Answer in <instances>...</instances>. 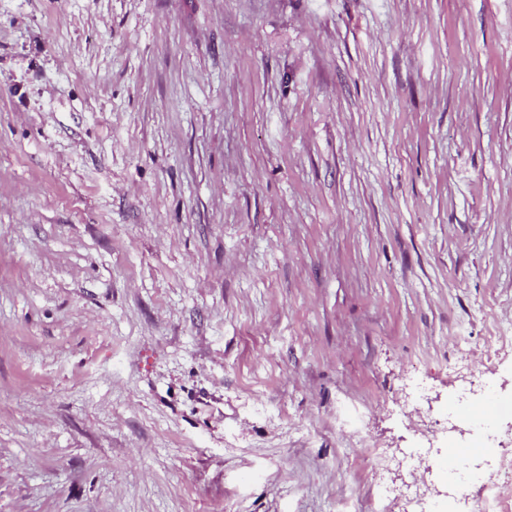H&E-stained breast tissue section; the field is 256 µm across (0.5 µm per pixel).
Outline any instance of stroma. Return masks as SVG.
I'll use <instances>...</instances> for the list:
<instances>
[{"label": "stroma", "mask_w": 512, "mask_h": 512, "mask_svg": "<svg viewBox=\"0 0 512 512\" xmlns=\"http://www.w3.org/2000/svg\"><path fill=\"white\" fill-rule=\"evenodd\" d=\"M505 311L512 0H0V512H402Z\"/></svg>", "instance_id": "stroma-1"}]
</instances>
